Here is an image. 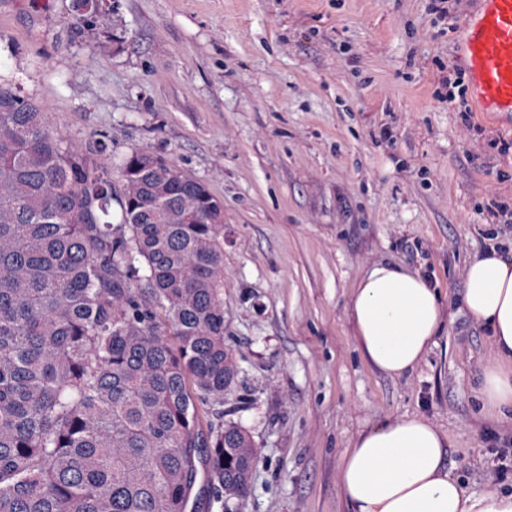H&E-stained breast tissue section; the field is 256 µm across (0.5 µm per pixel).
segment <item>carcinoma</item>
<instances>
[{"instance_id":"carcinoma-1","label":"carcinoma","mask_w":512,"mask_h":512,"mask_svg":"<svg viewBox=\"0 0 512 512\" xmlns=\"http://www.w3.org/2000/svg\"><path fill=\"white\" fill-rule=\"evenodd\" d=\"M0 82V512H196L245 499L224 420V204L147 151L116 168ZM217 408L203 430L198 406Z\"/></svg>"}]
</instances>
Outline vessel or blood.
<instances>
[{
	"label": "vessel or blood",
	"mask_w": 512,
	"mask_h": 512,
	"mask_svg": "<svg viewBox=\"0 0 512 512\" xmlns=\"http://www.w3.org/2000/svg\"><path fill=\"white\" fill-rule=\"evenodd\" d=\"M457 56L470 76L473 102L512 115V0H474Z\"/></svg>",
	"instance_id": "obj_1"
}]
</instances>
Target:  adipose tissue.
<instances>
[{
  "label": "adipose tissue",
  "instance_id": "adipose-tissue-1",
  "mask_svg": "<svg viewBox=\"0 0 512 512\" xmlns=\"http://www.w3.org/2000/svg\"><path fill=\"white\" fill-rule=\"evenodd\" d=\"M462 301L489 332L493 356L481 369L478 393L484 415L498 420L512 412V251L492 247L474 256ZM349 314L366 358L391 377L416 366L443 321L431 280L384 262L365 272ZM447 446L446 435L419 415L359 433L338 466L350 512H512V493L470 494L449 475Z\"/></svg>",
  "mask_w": 512,
  "mask_h": 512
}]
</instances>
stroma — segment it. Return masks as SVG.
I'll return each instance as SVG.
<instances>
[{
  "instance_id": "1",
  "label": "stroma",
  "mask_w": 512,
  "mask_h": 512,
  "mask_svg": "<svg viewBox=\"0 0 512 512\" xmlns=\"http://www.w3.org/2000/svg\"><path fill=\"white\" fill-rule=\"evenodd\" d=\"M473 0H0V79L105 164L134 150L224 203V400L260 461L238 512H348L359 432L420 415L467 492H512V421L477 392L485 328L468 260L512 247V118L473 106L456 46ZM379 262L436 283L448 315L414 369H374L349 303Z\"/></svg>"
}]
</instances>
